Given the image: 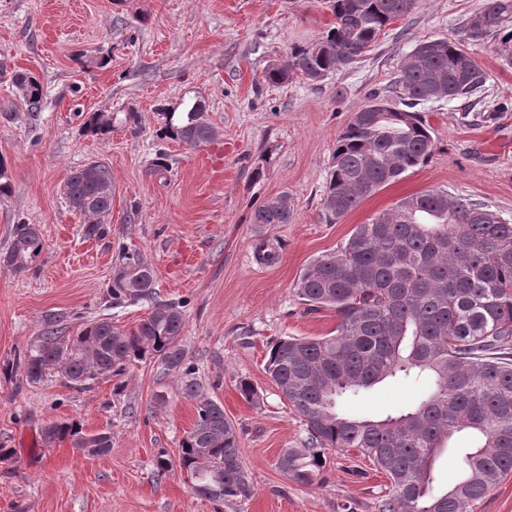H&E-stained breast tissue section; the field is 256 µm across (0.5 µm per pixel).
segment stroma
Returning a JSON list of instances; mask_svg holds the SVG:
<instances>
[{
	"label": "stroma",
	"instance_id": "35a3bbf8",
	"mask_svg": "<svg viewBox=\"0 0 512 512\" xmlns=\"http://www.w3.org/2000/svg\"><path fill=\"white\" fill-rule=\"evenodd\" d=\"M486 2L421 0L354 65L321 82L269 87L261 83L269 65L332 26L329 0H0V62L43 89L31 112L9 74L0 76V159L10 184L0 198V251L16 224L37 225L43 241L29 269H0V365L51 324L66 336L105 317L136 329L147 305L112 308L107 288L121 249L137 251L155 270L158 300L186 305L179 344L202 395L234 425L253 489L223 504L192 493L179 453L195 402L147 357L84 389L56 372L36 383L0 374V448L11 451L0 458V512H378L387 479L357 451L333 453L310 485L278 470V457L301 447L306 432L265 361L275 339L335 329L334 311L307 312L294 283L399 199L440 188L512 217V61L487 35L466 39L489 75L484 87L418 107L433 129L429 161L342 219L328 220L321 205L336 139L369 93L389 85L420 39L461 34ZM197 99L216 137L196 149L159 138L166 113ZM95 112L111 116L109 133L88 130ZM93 161L112 173L100 238L83 236L84 219L63 195L71 171ZM282 195L292 222L258 233L253 210ZM261 244L276 252L273 263L257 259ZM243 378L258 402L240 396ZM427 391L393 379L340 407L386 415ZM71 420L109 432L110 451L92 457L44 440L48 423ZM161 454L171 465L163 475Z\"/></svg>",
	"mask_w": 512,
	"mask_h": 512
}]
</instances>
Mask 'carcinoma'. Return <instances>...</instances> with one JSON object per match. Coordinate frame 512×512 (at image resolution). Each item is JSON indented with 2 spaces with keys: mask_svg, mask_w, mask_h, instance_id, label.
I'll return each instance as SVG.
<instances>
[{
  "mask_svg": "<svg viewBox=\"0 0 512 512\" xmlns=\"http://www.w3.org/2000/svg\"><path fill=\"white\" fill-rule=\"evenodd\" d=\"M419 0H332L336 22L317 50L292 48L288 62L271 65L264 82L293 79L320 82L358 62L379 34L414 12ZM473 33L495 31L512 55V0H495L467 23ZM487 80L465 41L426 38L403 58L387 93L374 92L346 125L333 151L322 199L324 213L341 218L366 198L424 165L434 150L433 129L415 107L441 98L471 95ZM29 111L39 110L42 89L23 72L13 74ZM194 101L166 116L159 138L189 148L217 134ZM88 128L104 135L112 119L94 114ZM64 195L87 219L83 234H103L102 218L112 210V174L102 163L72 171ZM294 209L288 196L254 210L251 223L265 231L288 224ZM34 224H16L0 267L26 270L42 251ZM120 275L109 284L112 307L143 302L151 311L127 332L109 318L86 324L75 336L46 330L0 368L23 372L25 381L57 371L87 384L120 373L126 364L156 356L165 371L180 376L196 402L194 424L182 440L179 467L193 494L212 502L252 493L239 438L224 407L200 393L195 368L178 344L186 323L180 302L154 301L156 275L136 252L122 251ZM293 292L308 311L336 312V329L323 337L286 336L271 343L266 373L280 395L304 421L301 448L279 457L278 468L292 481L310 485L329 456L354 449L389 480L378 512H472L503 477L512 474V219L488 205L444 189L406 196L364 224L345 246L309 263ZM429 377L433 389L420 402L382 418L357 417L338 409L347 393L371 389L388 379ZM460 475L449 489L433 491V468L458 434ZM45 439L68 441L89 456L112 448L107 432L87 434L79 423L53 422Z\"/></svg>",
  "mask_w": 512,
  "mask_h": 512,
  "instance_id": "cac0c4a2",
  "label": "carcinoma"
}]
</instances>
